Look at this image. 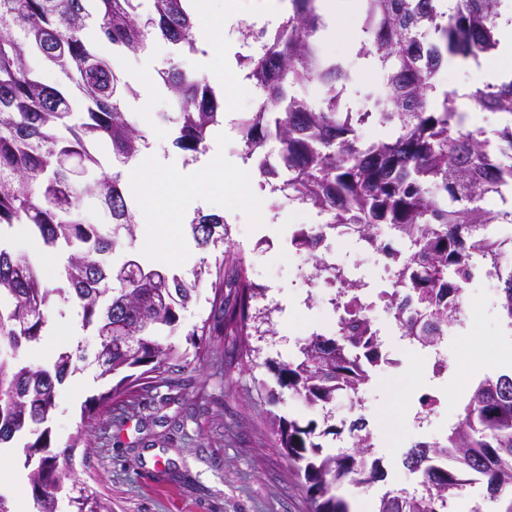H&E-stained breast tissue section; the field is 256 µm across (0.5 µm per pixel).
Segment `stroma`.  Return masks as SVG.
<instances>
[{
  "label": "stroma",
  "instance_id": "obj_1",
  "mask_svg": "<svg viewBox=\"0 0 512 512\" xmlns=\"http://www.w3.org/2000/svg\"><path fill=\"white\" fill-rule=\"evenodd\" d=\"M320 52L349 62L356 97L351 106L362 107L364 93L384 88L379 67L355 63L356 46L340 51L338 45L320 42ZM171 107L161 96L144 131L160 135V148L167 161L165 179L174 188L186 186L190 166L173 140L176 121H161L160 113ZM206 190L223 208L232 248L244 261L248 279L257 287L252 312L267 319L249 335L228 331L221 336L200 335L205 320L212 317L213 293L209 283H197V297L181 310L176 331H159L157 340L183 352L179 366L170 368L152 388L141 393L135 406L124 397L109 402L108 413L98 420L87 443H76L86 402L107 393L115 378L97 379L87 361L64 383L57 385L51 411L50 454L57 457L63 479L59 491L60 512H69L67 491L80 485L87 493L104 499L112 512H310L300 480L288 468L277 437L272 433V415L295 420L323 422L321 407L307 406L291 390L278 383V368L292 360L312 334L330 337L336 333V316L312 288L301 271L310 268L305 252L293 238L316 220L306 209L303 218L280 226L290 202L283 194L261 198L253 205L243 197L237 180L230 175L209 180ZM168 230L189 235L177 209H169L141 220L137 242L121 239L110 256L119 265L140 258L139 240L149 230ZM13 251L29 254L49 287L66 284L60 251L42 247L32 237L14 240ZM474 307L469 336L448 344V370L430 377L424 362L389 350L390 361L377 367L360 393L361 405L350 408L341 400L333 406L335 422L350 423L364 418L385 476L370 489L344 484L340 493L349 502L369 498L377 502L386 491L410 484L415 475L404 463L406 452L420 442L443 440L458 413L454 399H467L471 388L485 377L512 370V332L505 330L499 308L497 282L478 281L469 288ZM80 310L74 303L55 300L39 342L21 347L14 362L46 367L57 353L68 347L70 325L81 328L76 340L88 358L96 351L92 329L82 327ZM206 350L195 355L196 346ZM436 393L442 406L429 426L418 427L422 394ZM404 408L407 417L393 423L391 407Z\"/></svg>",
  "mask_w": 512,
  "mask_h": 512
}]
</instances>
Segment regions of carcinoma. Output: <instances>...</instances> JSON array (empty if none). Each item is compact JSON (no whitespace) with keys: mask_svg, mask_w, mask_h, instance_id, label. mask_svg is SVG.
<instances>
[{"mask_svg":"<svg viewBox=\"0 0 512 512\" xmlns=\"http://www.w3.org/2000/svg\"><path fill=\"white\" fill-rule=\"evenodd\" d=\"M188 0H154L152 13L138 11L139 0H0V224H25L47 247L69 250L65 267L68 288H50L25 253L0 249V347L12 350L40 340L54 295L81 310L82 323L100 337L96 378L120 379L106 394L84 408L78 438L94 428L107 401L149 373H157L183 355L163 345L155 333L175 330L180 310L192 301L198 284L210 280L213 306L222 317L210 331L227 327L244 336L249 328L255 287L241 271V259L226 248L214 265L202 262L188 284L162 268L135 262L136 271L112 267L107 256L119 236L135 237L136 214L124 168L149 146L146 133L129 119L125 101L135 89L115 73L87 42L95 26L112 47L139 53L158 36L177 49L198 51L195 19ZM292 14L279 24L266 52L239 59L246 79L262 88L257 110L244 121L245 159L261 154L269 142L278 146L276 163L263 157L260 183L286 173L277 189L288 199L330 215L327 228L358 239L375 251L384 249L383 233L397 235L408 252L391 254L398 282L416 305L407 315L396 306L404 333L431 345L432 324L446 322L448 294L470 274L481 239H507L488 232L492 225L512 224V123L500 129L462 130L465 112L457 95L439 87L437 74L448 56L478 62L498 46L497 25L503 0H360V55L386 71L387 93L372 107L353 111L339 99L349 81L346 66L323 57L318 48L324 27L316 0H290ZM35 54L56 68L86 102L85 119L70 125L73 107L67 92L40 81L27 63ZM178 109V136L173 144L191 159L205 151L207 133L224 111L205 79H191L171 60L157 72ZM315 83L322 89L319 107L286 91V86ZM482 110L512 116V80L487 84L469 95ZM376 121L396 131L370 144L358 130ZM112 149V170L80 177L99 166L90 144ZM496 194L502 206L483 204ZM86 197L96 199L110 229L91 223L80 212ZM197 245L207 251L228 242L224 216L198 214L190 224ZM321 235L302 232L294 238L315 273L325 259L318 254ZM500 282L499 304L512 323V268L486 253ZM233 275L224 278V267ZM364 283L344 281L354 302L351 334L310 337L296 361L279 369V383L311 406H333L341 398L359 401L361 389L384 361L382 343L356 305ZM236 289L232 308H224V288ZM82 348L62 349L50 369H31L0 359V445L28 431L24 467L38 512H57L51 476L56 457L36 454L50 447L46 426L55 387L68 377ZM142 373H132L134 369ZM302 481L311 512H351L338 490L345 482L363 485L384 477L373 457L366 423L353 426L351 447L333 453L316 441L338 438L343 429L305 425L282 417L271 421ZM405 464L420 475L426 492L410 496L388 492L375 512H445L458 495L461 478L481 481L496 512H512V374L481 380L443 442H420ZM72 512H110L100 499L71 496Z\"/></svg>","mask_w":512,"mask_h":512,"instance_id":"carcinoma-1","label":"carcinoma"}]
</instances>
